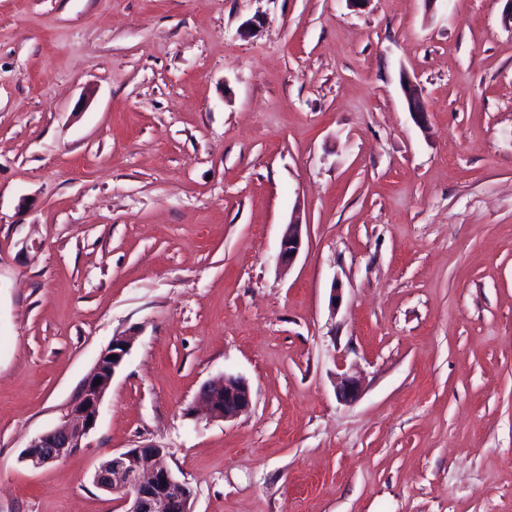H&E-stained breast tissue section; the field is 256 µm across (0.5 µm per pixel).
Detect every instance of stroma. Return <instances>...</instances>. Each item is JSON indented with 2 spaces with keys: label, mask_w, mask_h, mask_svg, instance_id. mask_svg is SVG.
<instances>
[{
  "label": "stroma",
  "mask_w": 512,
  "mask_h": 512,
  "mask_svg": "<svg viewBox=\"0 0 512 512\" xmlns=\"http://www.w3.org/2000/svg\"><path fill=\"white\" fill-rule=\"evenodd\" d=\"M504 7L0 0V512H119L93 473L148 443L194 512H512ZM129 333L88 448L28 467ZM225 374L250 411L191 416ZM303 246V224L298 219L291 220L282 233L277 260L283 269L290 268Z\"/></svg>",
  "instance_id": "stroma-1"
}]
</instances>
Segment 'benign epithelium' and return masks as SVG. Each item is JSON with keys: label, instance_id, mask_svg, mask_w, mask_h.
Returning <instances> with one entry per match:
<instances>
[{"label": "benign epithelium", "instance_id": "7a95c632", "mask_svg": "<svg viewBox=\"0 0 512 512\" xmlns=\"http://www.w3.org/2000/svg\"><path fill=\"white\" fill-rule=\"evenodd\" d=\"M404 91L410 112L415 118H421L425 106L418 91L409 83ZM302 246L303 224L295 218L282 233L277 256L279 266L290 267ZM134 340L130 335L112 339L111 346L85 378L79 398L68 407L64 423L38 434L28 444L37 449L35 453L23 454L22 459L28 466L39 469L86 447V440L96 428L106 392ZM97 379L101 383H95ZM360 393L357 377L341 376L336 387L340 400H355ZM199 400L209 420H234L252 406L248 382L231 374L204 385ZM165 456V448L156 444L116 451L98 466L94 482L99 488L118 495L122 512H193L195 492L166 465Z\"/></svg>", "mask_w": 512, "mask_h": 512}]
</instances>
